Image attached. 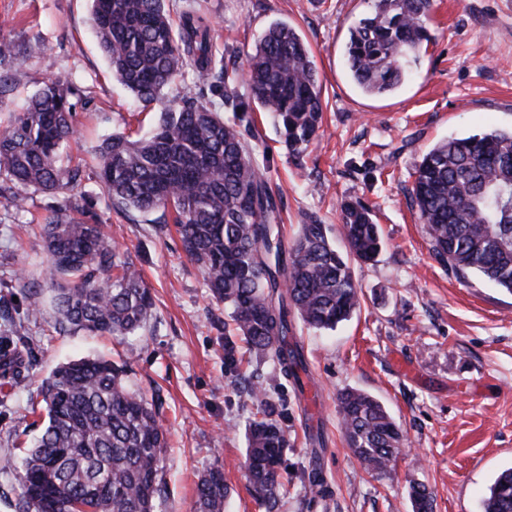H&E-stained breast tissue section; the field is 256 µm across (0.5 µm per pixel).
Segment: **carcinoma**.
Listing matches in <instances>:
<instances>
[{
    "label": "carcinoma",
    "instance_id": "cac0c4a2",
    "mask_svg": "<svg viewBox=\"0 0 512 512\" xmlns=\"http://www.w3.org/2000/svg\"><path fill=\"white\" fill-rule=\"evenodd\" d=\"M433 0H373L349 30L348 72L369 96L395 92L410 60L431 41ZM90 22L112 73L143 106L166 97L190 69L206 81L231 114L184 99L161 112L144 139L106 137L97 148L98 179L118 207L175 213L182 248L198 264L215 299L248 349L270 358L280 374L300 382L305 358L288 343L294 318L333 329L359 305L352 263L381 250L370 208L342 206L345 251L325 225L310 218L291 243L276 222L279 206L260 173L258 142L241 126L255 125L252 105L272 115L282 143L297 161L320 129L323 105L313 57L296 29L274 22L246 59L249 100L240 97L237 60L217 65L210 26L186 12L179 28L167 0H91ZM13 63L0 79V97L23 76L25 60L0 41V60ZM79 89L49 80L0 131V197L17 210L32 188L62 202L46 217L50 301L60 324L78 331L135 336L152 297L134 264L108 240L103 224L86 219L93 203L81 191L83 170L59 158L75 133ZM410 204L435 256L512 293V130L454 138L431 148L414 173ZM224 361L241 371L244 353L224 336ZM28 363L0 336V378L18 382ZM47 422L29 450L21 476L25 512H153L161 494L165 434L153 404L129 384L127 365L85 357L58 366L40 386ZM244 468L254 495L268 508L285 494L281 473L288 440L277 407L252 388ZM350 448L366 471L393 470L406 437L374 397L357 390L338 398ZM229 487L215 467L197 486L194 512H224ZM413 512H432L431 494L411 487ZM484 512H512V468L489 487Z\"/></svg>",
    "mask_w": 512,
    "mask_h": 512
}]
</instances>
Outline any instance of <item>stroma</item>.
<instances>
[{"label":"stroma","instance_id":"stroma-1","mask_svg":"<svg viewBox=\"0 0 512 512\" xmlns=\"http://www.w3.org/2000/svg\"><path fill=\"white\" fill-rule=\"evenodd\" d=\"M210 24L216 56L246 59L270 23L292 24L317 67L323 126L296 165L272 119L256 113L266 150L261 172L280 199L281 232L291 240L313 215L341 243L340 206L368 205L382 249L353 266L360 307L332 331L297 324L305 384L319 397L309 411L293 380L253 359L261 392L283 406L288 494L278 512H412V485H424L434 512H484L490 485L512 467V294L440 263L408 204L416 166L437 143L512 129V0H435L432 36L407 82L371 98L347 75L349 28L367 0H172ZM91 0H0V40L27 56L24 78L0 98V130L56 77L81 94L76 134L60 149L80 163L83 189L120 252L139 269L154 306L136 336L62 328L51 308L27 317L46 288L40 224L54 197L33 191L25 210L0 199V336L29 355V369L0 400V512H24L20 481L27 447L47 421L42 380L59 364L103 355L127 362L129 378L152 401L166 431L163 491L155 512H192L196 484L221 468L230 488L225 512H267L243 467L246 420L255 402L224 362L222 303L184 255L176 227L160 212L112 205L97 177L95 149L106 136L137 138L157 123L162 104L142 108L113 76L90 25ZM379 400L406 442L394 470L368 473L344 436L339 393ZM324 446L313 451L310 428ZM318 467L319 481L306 473Z\"/></svg>","mask_w":512,"mask_h":512}]
</instances>
